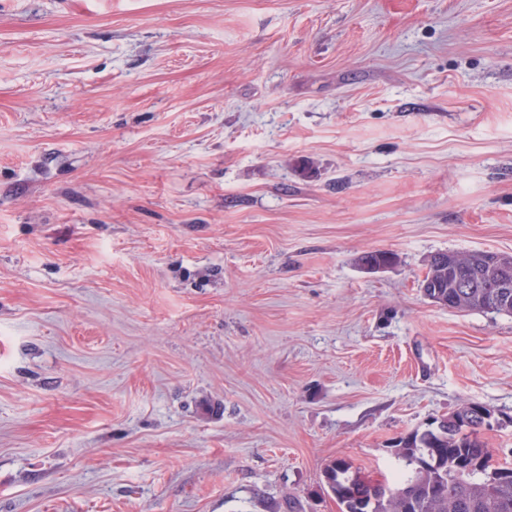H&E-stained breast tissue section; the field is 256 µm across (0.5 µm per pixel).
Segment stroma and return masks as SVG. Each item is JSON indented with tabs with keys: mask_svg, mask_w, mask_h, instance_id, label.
<instances>
[{
	"mask_svg": "<svg viewBox=\"0 0 512 512\" xmlns=\"http://www.w3.org/2000/svg\"><path fill=\"white\" fill-rule=\"evenodd\" d=\"M471 250L512 0H0V512H339L465 402L512 461V315L420 288Z\"/></svg>",
	"mask_w": 512,
	"mask_h": 512,
	"instance_id": "35a3bbf8",
	"label": "stroma"
}]
</instances>
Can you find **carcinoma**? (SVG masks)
Listing matches in <instances>:
<instances>
[{
  "label": "carcinoma",
  "instance_id": "obj_1",
  "mask_svg": "<svg viewBox=\"0 0 512 512\" xmlns=\"http://www.w3.org/2000/svg\"><path fill=\"white\" fill-rule=\"evenodd\" d=\"M397 256L389 251H370L360 258L361 266ZM499 279L512 282V268H498L484 251L437 252L430 256L423 282L426 296L436 303L461 312L512 315V287L497 294L491 284ZM406 471L390 482L399 494L382 496L378 479H370L348 462L337 459L323 470L324 488L332 493L341 512H512V479L487 493L483 472L473 469L462 481L455 480L464 461L476 462L488 452L478 423L447 440L437 436L423 439L414 430L394 445Z\"/></svg>",
  "mask_w": 512,
  "mask_h": 512
}]
</instances>
